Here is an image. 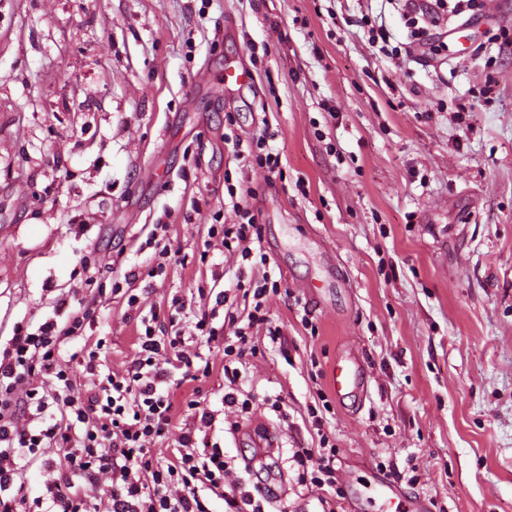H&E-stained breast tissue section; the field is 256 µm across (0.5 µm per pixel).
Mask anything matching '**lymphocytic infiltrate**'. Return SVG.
<instances>
[{
	"label": "lymphocytic infiltrate",
	"instance_id": "lymphocytic-infiltrate-1",
	"mask_svg": "<svg viewBox=\"0 0 512 512\" xmlns=\"http://www.w3.org/2000/svg\"><path fill=\"white\" fill-rule=\"evenodd\" d=\"M238 223L212 224L209 240L224 249L238 247L249 258L260 228L251 209L238 207ZM268 276L237 277L236 286L252 298L246 326L235 341L213 326V314H202L198 335L217 344L224 355V378L236 383V366L248 343V329L265 320ZM184 305L172 300L168 310L150 309L142 316L138 352L127 374L102 379L94 396L75 383V366L98 374L100 351L81 347L79 355L62 352L65 342L84 337L85 316L65 324L49 320L29 332L17 329L11 348L0 358V512H15L25 489L15 483L20 461H33L44 447L59 448L60 478L48 488L54 512H82L90 495L101 493L109 512H211L210 497L224 501V512H265L263 500L238 485H228L224 452L197 428H211L214 417L199 400L187 402L199 427L174 428V395L182 382L209 376L211 364L195 365L182 351L177 327ZM177 434L170 456H156L155 442ZM111 475L104 486L102 475Z\"/></svg>",
	"mask_w": 512,
	"mask_h": 512
}]
</instances>
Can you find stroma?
Here are the masks:
<instances>
[{
  "mask_svg": "<svg viewBox=\"0 0 512 512\" xmlns=\"http://www.w3.org/2000/svg\"><path fill=\"white\" fill-rule=\"evenodd\" d=\"M380 24L401 65L370 45ZM411 40L395 0H0V352L63 299L124 373L139 310L97 290L129 274L140 310L198 316L215 285L244 309L240 256L199 258L235 220L232 183L279 282L238 365L251 409L225 404L222 354L195 336L212 372L175 394L180 422L190 395L213 411L228 482L269 512H512V0ZM239 63L252 82L223 89ZM158 222L187 262L151 279ZM348 351L366 387L339 398ZM324 438L332 488L292 458ZM59 476L21 468L19 512H45ZM265 142L263 140L252 141L246 145L245 150H239L237 153L239 159L256 165L260 168H266L270 173L280 174L279 155L271 152H264Z\"/></svg>",
  "mask_w": 512,
  "mask_h": 512,
  "instance_id": "obj_1",
  "label": "stroma"
}]
</instances>
